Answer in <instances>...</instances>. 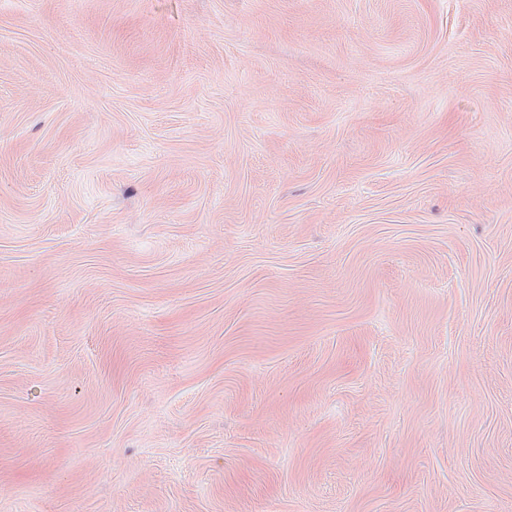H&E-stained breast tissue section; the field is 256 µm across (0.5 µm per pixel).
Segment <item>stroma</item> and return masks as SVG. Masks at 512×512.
<instances>
[{
  "label": "stroma",
  "mask_w": 512,
  "mask_h": 512,
  "mask_svg": "<svg viewBox=\"0 0 512 512\" xmlns=\"http://www.w3.org/2000/svg\"><path fill=\"white\" fill-rule=\"evenodd\" d=\"M0 512H512V0H0Z\"/></svg>",
  "instance_id": "1"
}]
</instances>
